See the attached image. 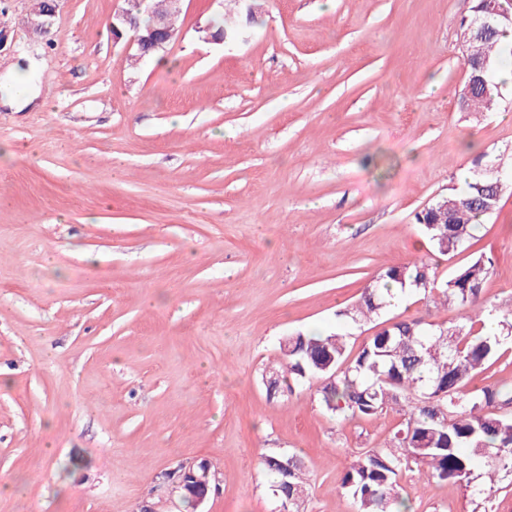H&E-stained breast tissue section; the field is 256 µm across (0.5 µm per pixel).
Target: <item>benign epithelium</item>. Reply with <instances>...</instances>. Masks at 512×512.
<instances>
[{
	"label": "benign epithelium",
	"mask_w": 512,
	"mask_h": 512,
	"mask_svg": "<svg viewBox=\"0 0 512 512\" xmlns=\"http://www.w3.org/2000/svg\"><path fill=\"white\" fill-rule=\"evenodd\" d=\"M137 5L138 14L134 15L122 10L112 16L110 26L113 36L117 39L125 34L130 35L129 43L135 47V57L139 59L164 50L176 37L177 31L172 29L167 19L154 13L152 0H138ZM56 7L57 0H38L32 26L44 33L50 32ZM483 10L495 16L498 24L512 26V11L507 10L501 4V0H483ZM142 15L151 18L150 23L145 27L140 23ZM483 174L486 176V181L499 194L504 190V183H512V177L505 175L496 165L487 166ZM212 479L214 475L206 464L202 463L196 467L183 466L177 472L176 485L194 503L199 504L209 496Z\"/></svg>",
	"instance_id": "7a95c632"
}]
</instances>
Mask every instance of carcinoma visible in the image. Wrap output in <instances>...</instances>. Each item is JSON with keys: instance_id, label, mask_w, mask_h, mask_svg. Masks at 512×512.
<instances>
[{"instance_id": "1", "label": "carcinoma", "mask_w": 512, "mask_h": 512, "mask_svg": "<svg viewBox=\"0 0 512 512\" xmlns=\"http://www.w3.org/2000/svg\"><path fill=\"white\" fill-rule=\"evenodd\" d=\"M153 5L157 15L178 18L179 0H153ZM501 35L502 27L491 20L479 41L459 47L463 59L489 61L484 74L489 91L469 86L481 97L484 111L500 95L492 73L502 50ZM478 182L474 174L462 191L416 213V224L440 255L455 256L474 239L475 221L498 210L501 198L480 191ZM492 264L480 254L442 280L426 259L390 266L364 288L355 304L339 311L357 325L421 292L464 311L459 323L397 318L367 338L354 355L349 336L343 333L288 336V380L280 389L290 393L295 384L321 380L322 402L338 417H372L390 410L403 416L402 428L389 444L361 454L346 467L341 488L352 512H408L400 479L415 467L431 480L465 486L483 477L492 487L496 476L512 474V416L504 413L512 407V391L467 388L468 380L512 341V311H489L482 297ZM485 312L494 317L498 331L487 334L478 326ZM277 457L267 455L263 463L280 507L297 489L307 490V482L300 459L294 460L285 478L274 465ZM284 480L286 494L276 489Z\"/></svg>"}]
</instances>
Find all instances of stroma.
Wrapping results in <instances>:
<instances>
[{
    "label": "stroma",
    "instance_id": "35a3bbf8",
    "mask_svg": "<svg viewBox=\"0 0 512 512\" xmlns=\"http://www.w3.org/2000/svg\"><path fill=\"white\" fill-rule=\"evenodd\" d=\"M125 6L61 0L45 34L33 0H0V512H272L281 451L307 512H348L346 465L402 415L342 419L318 382L272 399L265 377L393 265L487 254L483 298L512 310V194L451 259L415 221L475 152L512 166V87L461 109L472 0H181L137 65ZM224 19L235 39L204 42ZM31 91L45 108L9 107ZM391 313L463 316L420 293ZM202 462L195 507L162 477ZM402 484L412 512H512V475ZM288 456L295 458L294 462L292 459H288ZM274 458H276L274 461L280 468L281 472L285 474L288 471V468H290L291 463L293 462L292 468L290 471H288V477L286 478V480L288 481V491L285 493L287 501L284 502V504L283 501L285 499V494L283 493L282 489L281 491H279L275 487L277 484L279 487H282L283 475L274 465ZM263 463L268 475L271 477L270 487L276 503V507L274 508L273 511L275 512V510L278 507L283 505V512H304V503L307 496V482L305 477L304 465L302 461L297 456L294 455H286L284 453H273L270 455H266L263 459ZM298 488H301L305 492V498L303 497L302 499L297 500V502L289 505V500L292 497H294V494ZM275 493H278V495H276Z\"/></svg>",
    "mask_w": 512,
    "mask_h": 512
}]
</instances>
